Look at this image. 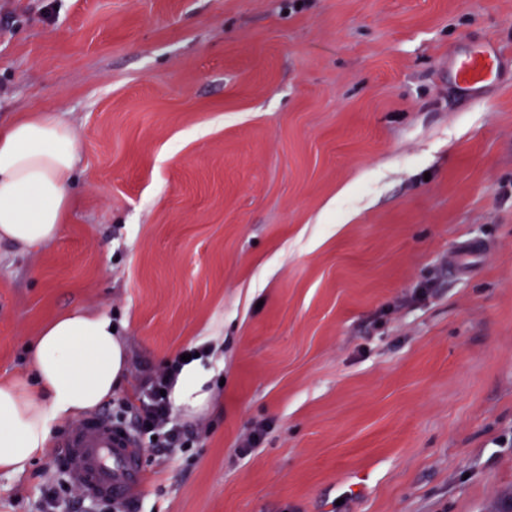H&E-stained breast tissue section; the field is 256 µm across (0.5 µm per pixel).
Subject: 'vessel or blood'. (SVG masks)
<instances>
[{
  "mask_svg": "<svg viewBox=\"0 0 512 512\" xmlns=\"http://www.w3.org/2000/svg\"><path fill=\"white\" fill-rule=\"evenodd\" d=\"M500 51L486 43L456 62L458 86L471 92L488 84L499 64ZM59 455L71 483L91 501L127 503L142 494L148 473L132 433L113 424L108 413L86 416L59 443Z\"/></svg>",
  "mask_w": 512,
  "mask_h": 512,
  "instance_id": "vessel-or-blood-1",
  "label": "vessel or blood"
}]
</instances>
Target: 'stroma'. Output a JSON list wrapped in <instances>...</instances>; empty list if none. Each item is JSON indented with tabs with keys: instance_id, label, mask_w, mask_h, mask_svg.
I'll list each match as a JSON object with an SVG mask.
<instances>
[{
	"instance_id": "1",
	"label": "stroma",
	"mask_w": 512,
	"mask_h": 512,
	"mask_svg": "<svg viewBox=\"0 0 512 512\" xmlns=\"http://www.w3.org/2000/svg\"><path fill=\"white\" fill-rule=\"evenodd\" d=\"M489 40L499 76L464 94L451 61ZM25 112L79 163L57 237L0 242V381L75 307L128 350L113 398L213 353L208 406L174 410L191 447L145 449L121 512L512 495V0H0V124ZM78 422L0 470V512H106L66 487Z\"/></svg>"
}]
</instances>
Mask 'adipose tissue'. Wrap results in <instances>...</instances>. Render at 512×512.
<instances>
[{
  "instance_id": "adipose-tissue-1",
  "label": "adipose tissue",
  "mask_w": 512,
  "mask_h": 512,
  "mask_svg": "<svg viewBox=\"0 0 512 512\" xmlns=\"http://www.w3.org/2000/svg\"><path fill=\"white\" fill-rule=\"evenodd\" d=\"M68 126L48 112H27L0 126V240L19 246L51 242L71 199L78 160ZM108 314L73 308L42 327L29 350L32 379L0 382V470L24 473L45 451L63 419L97 407L122 379L127 351ZM209 372L199 361L177 376L171 400L209 401Z\"/></svg>"
}]
</instances>
